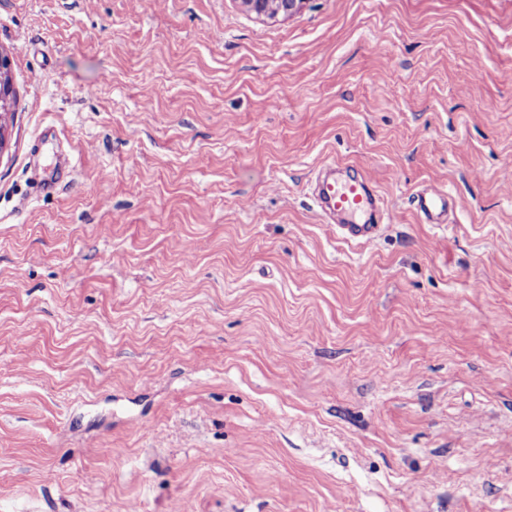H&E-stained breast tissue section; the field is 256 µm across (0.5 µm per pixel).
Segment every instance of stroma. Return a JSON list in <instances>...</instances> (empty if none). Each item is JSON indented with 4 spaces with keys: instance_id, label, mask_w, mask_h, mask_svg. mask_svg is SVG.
I'll return each mask as SVG.
<instances>
[{
    "instance_id": "stroma-1",
    "label": "stroma",
    "mask_w": 512,
    "mask_h": 512,
    "mask_svg": "<svg viewBox=\"0 0 512 512\" xmlns=\"http://www.w3.org/2000/svg\"><path fill=\"white\" fill-rule=\"evenodd\" d=\"M0 51V512H512V0H0ZM243 2L260 16H276L282 13L287 17L298 10L304 0H243ZM10 61L7 54L0 51V154L8 144L6 119L13 114L14 91L9 74ZM315 198L323 214L342 219L336 224V233L348 239L364 240L373 236L379 224H371L369 218L361 223L366 216L376 214L378 222L391 217L371 177L362 168L356 176L320 182ZM452 197L441 185L426 186L414 197V209L423 224H444Z\"/></svg>"
}]
</instances>
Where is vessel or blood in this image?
I'll use <instances>...</instances> for the list:
<instances>
[{
  "label": "vessel or blood",
  "mask_w": 512,
  "mask_h": 512,
  "mask_svg": "<svg viewBox=\"0 0 512 512\" xmlns=\"http://www.w3.org/2000/svg\"><path fill=\"white\" fill-rule=\"evenodd\" d=\"M315 198L323 214L339 217L337 233L352 240L373 236L376 227L369 223V216L374 215L381 220L390 217L370 176L363 171L354 176L320 182ZM451 201L447 188L427 186L415 195L414 209L421 223L439 224L447 216Z\"/></svg>",
  "instance_id": "1"
}]
</instances>
